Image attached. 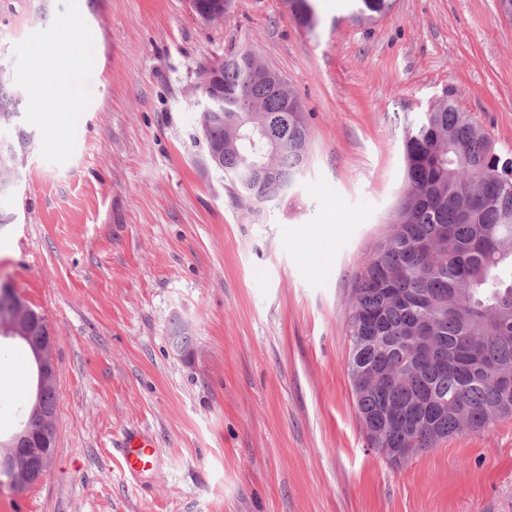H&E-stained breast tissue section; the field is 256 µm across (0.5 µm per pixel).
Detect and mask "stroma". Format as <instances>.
Segmentation results:
<instances>
[{"label":"stroma","instance_id":"35a3bbf8","mask_svg":"<svg viewBox=\"0 0 512 512\" xmlns=\"http://www.w3.org/2000/svg\"><path fill=\"white\" fill-rule=\"evenodd\" d=\"M0 0V65L34 135L0 226V282L57 338L56 448L42 481L0 485V512H512V419L400 464L370 448L345 334L361 265L404 185L407 124L449 98L512 153V19L498 0H390L370 21L316 0ZM81 14L95 60L74 110L38 115L32 40ZM257 49L299 98L305 173L250 213L201 165L204 68ZM191 352L173 355V318ZM0 434L32 400L24 349L0 341ZM150 434L156 467L115 445ZM192 9L204 22H212L224 18L230 0H205V6L199 7L197 0L190 1ZM315 0H288V11L305 29L314 30L318 24ZM123 462V470L130 475L151 471L158 460L159 448L153 438L139 431L123 435L116 448Z\"/></svg>","mask_w":512,"mask_h":512}]
</instances>
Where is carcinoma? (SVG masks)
Returning a JSON list of instances; mask_svg holds the SVG:
<instances>
[{"instance_id": "1", "label": "carcinoma", "mask_w": 512, "mask_h": 512, "mask_svg": "<svg viewBox=\"0 0 512 512\" xmlns=\"http://www.w3.org/2000/svg\"><path fill=\"white\" fill-rule=\"evenodd\" d=\"M305 29L318 24L315 0H288ZM267 71L255 79L259 68ZM224 121L210 138L224 140V177L248 157L267 163L261 122L291 99L294 137L275 155L276 178L293 180L307 163L308 127L302 105L282 75L248 50L224 56ZM249 100L258 109L248 125L236 111ZM20 102L0 85V116L15 118ZM404 190L389 233L366 258L350 303L345 330L351 382L387 370L391 387L354 389L361 420L373 425L383 412L407 411L422 394L445 402L437 418L392 428L379 444L434 448L443 439L479 431L512 417V184L504 181L495 143L464 112L442 100L403 139ZM381 336L383 343L360 340Z\"/></svg>"}]
</instances>
